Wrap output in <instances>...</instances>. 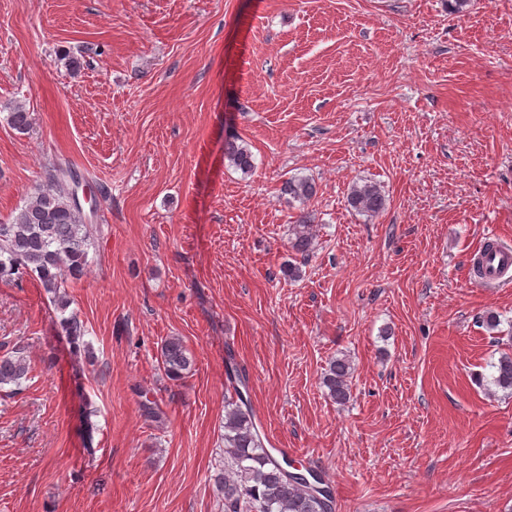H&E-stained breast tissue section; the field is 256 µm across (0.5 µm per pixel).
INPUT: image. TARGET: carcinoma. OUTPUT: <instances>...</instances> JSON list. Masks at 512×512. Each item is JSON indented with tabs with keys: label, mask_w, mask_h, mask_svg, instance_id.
<instances>
[{
	"label": "carcinoma",
	"mask_w": 512,
	"mask_h": 512,
	"mask_svg": "<svg viewBox=\"0 0 512 512\" xmlns=\"http://www.w3.org/2000/svg\"><path fill=\"white\" fill-rule=\"evenodd\" d=\"M8 123L19 132L30 129V113L18 109L8 116ZM224 156L237 169L248 173L254 167L251 151L234 139L224 146ZM81 176L73 168H60L45 187L36 189L7 223H0V277L23 272L36 277L53 302L64 310L69 306L64 288L66 277L83 273L90 232L86 216L76 197ZM281 194L288 203L306 206L317 196L316 185L305 177H291L283 182ZM347 204L355 212L373 217L385 210L387 197L373 182L354 184L347 194ZM307 212L300 213L291 228V249L305 258L313 244ZM162 364L167 376L178 380L190 372L193 360L181 339L171 337L161 346ZM493 385L512 394V354H502L493 365ZM29 363L15 351L0 357V387L17 384L26 378ZM352 366L345 357L329 361L322 384L338 404L350 398ZM245 384L243 374L226 365L224 397V512H333L330 489H314L302 475L287 474L272 449L265 446L250 401L239 389Z\"/></svg>",
	"instance_id": "obj_1"
}]
</instances>
